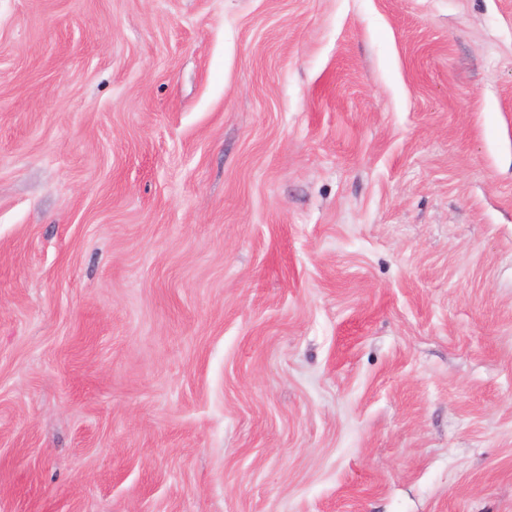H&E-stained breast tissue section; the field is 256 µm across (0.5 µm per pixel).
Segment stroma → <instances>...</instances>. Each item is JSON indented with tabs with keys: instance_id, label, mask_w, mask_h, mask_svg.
Wrapping results in <instances>:
<instances>
[{
	"instance_id": "stroma-1",
	"label": "stroma",
	"mask_w": 512,
	"mask_h": 512,
	"mask_svg": "<svg viewBox=\"0 0 512 512\" xmlns=\"http://www.w3.org/2000/svg\"><path fill=\"white\" fill-rule=\"evenodd\" d=\"M0 512H512V0H0Z\"/></svg>"
}]
</instances>
